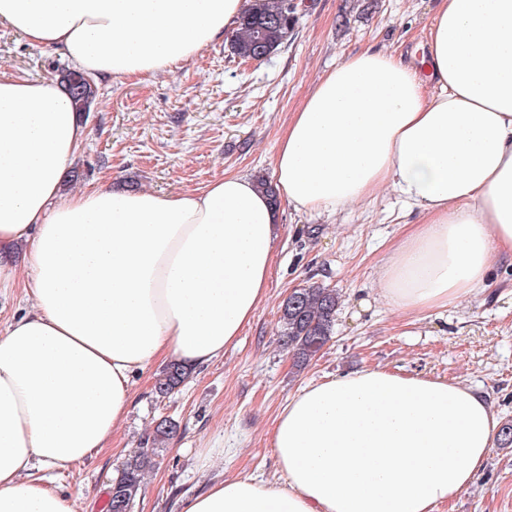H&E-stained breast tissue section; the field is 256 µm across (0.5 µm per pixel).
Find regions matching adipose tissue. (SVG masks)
I'll return each mask as SVG.
<instances>
[{"mask_svg":"<svg viewBox=\"0 0 512 512\" xmlns=\"http://www.w3.org/2000/svg\"><path fill=\"white\" fill-rule=\"evenodd\" d=\"M250 0H0V23L101 79L192 60ZM86 129L56 80L0 75V250L27 243L31 308L0 334V512H76L36 469L108 447L135 378L222 358L268 295L278 214L255 177L159 194L63 192ZM299 212L393 187L422 220L378 290L412 313L476 296L512 261V0H440L423 60L372 48L326 72L274 163ZM498 427L441 378L367 369L289 398L271 446L284 476L229 477L181 512H436L469 488Z\"/></svg>","mask_w":512,"mask_h":512,"instance_id":"1","label":"adipose tissue"}]
</instances>
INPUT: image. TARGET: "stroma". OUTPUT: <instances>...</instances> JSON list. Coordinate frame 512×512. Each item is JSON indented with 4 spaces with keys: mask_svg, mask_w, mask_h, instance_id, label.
<instances>
[{
    "mask_svg": "<svg viewBox=\"0 0 512 512\" xmlns=\"http://www.w3.org/2000/svg\"><path fill=\"white\" fill-rule=\"evenodd\" d=\"M303 3L292 39L266 59H240L224 35L144 81H97L81 119L88 138L73 163L80 174L73 189L129 183L175 194L227 174L272 178L278 142L319 79L370 46L415 50L436 7V0ZM69 65L0 25V74L54 79ZM278 211L268 297L238 343L164 398L155 384L165 365L154 364L136 378L112 447L52 471L79 512H106L113 478L141 448L156 455L132 512H180L184 496L216 478L282 481L270 443L281 408L308 384L365 368L461 382L499 420L512 419V262L495 261L477 297L422 317L392 307L376 289L384 258L420 221L396 190L336 212L300 213L285 202ZM312 284L336 289L340 306L331 341L299 371L280 340V305L290 290ZM164 419L177 431L154 443ZM203 453L212 459L205 472ZM438 512H512V448L492 446L479 480Z\"/></svg>",
    "mask_w": 512,
    "mask_h": 512,
    "instance_id": "35a3bbf8",
    "label": "stroma"
}]
</instances>
